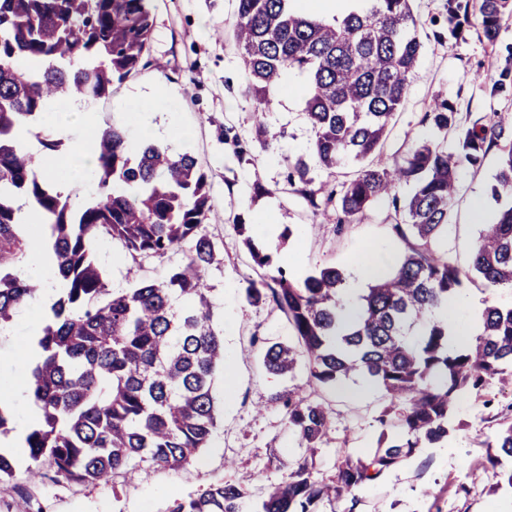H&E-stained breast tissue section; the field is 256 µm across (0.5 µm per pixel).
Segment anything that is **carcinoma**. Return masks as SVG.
<instances>
[{"instance_id":"1","label":"carcinoma","mask_w":512,"mask_h":512,"mask_svg":"<svg viewBox=\"0 0 512 512\" xmlns=\"http://www.w3.org/2000/svg\"><path fill=\"white\" fill-rule=\"evenodd\" d=\"M237 2L246 96L268 108L285 73L305 74L314 160L328 170L347 159L363 163L323 195L302 159L288 163V183L299 185L313 211L334 208L339 225L391 200L392 230L405 245L398 265L358 293L355 316L346 321L343 270L321 267L296 278L256 248L249 225H234L254 262L270 270L262 286L249 284L246 300L271 299L297 339L264 349L267 371L289 373L303 359L315 390L359 373L396 410V420L384 413L379 423L399 436L371 456L342 460L330 484L314 476L306 456L281 462L286 479L266 490L262 512H320V503L345 495L357 503L355 491L415 449L447 443L458 395H479L496 379L512 382V307H485L474 341L456 346L448 323L434 317L471 283L512 291V202L483 223L468 269L435 249L461 170L480 169L494 147L500 163L492 195L512 194V135L497 114L467 125L448 101L436 99L424 120L454 132L456 149L424 142L403 162H384V138L422 51L412 0H357L330 18L300 12L293 0ZM445 9L448 38H462L475 24L491 46L512 20V0H446ZM153 31L149 0H0V331L39 291L18 274L28 253L20 199L43 217V241L65 285L39 339L43 361L32 371L41 418L24 445L33 479L46 462L77 482L106 480L143 461L179 470L209 447L217 425L212 388L226 354L213 322L217 298L205 284L217 247L203 230L212 197L197 160L156 144L131 154L124 129L107 128L92 172L97 191L74 211L17 142V132L49 104L108 96L137 69ZM510 90L512 51L493 93ZM403 182L414 192L401 204L396 191ZM103 237L143 261L185 246L188 255L161 282L134 278L128 288H110L94 254ZM287 416L301 447L314 453L328 434V406L290 399ZM495 448L492 466L500 454L512 458V420L502 424ZM248 496L225 482L175 501L170 512H243Z\"/></svg>"}]
</instances>
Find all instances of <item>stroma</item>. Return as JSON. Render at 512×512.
Returning a JSON list of instances; mask_svg holds the SVG:
<instances>
[{"instance_id":"35a3bbf8","label":"stroma","mask_w":512,"mask_h":512,"mask_svg":"<svg viewBox=\"0 0 512 512\" xmlns=\"http://www.w3.org/2000/svg\"><path fill=\"white\" fill-rule=\"evenodd\" d=\"M445 0H413L412 11L423 41L409 92L390 126L383 156L405 154L433 138L421 119L435 96L447 98L468 120L498 112L512 118V96L491 95L500 56L512 47V25L504 27L496 45L469 32L457 41H437L446 30ZM237 0H151L154 34L136 73L114 85L111 94L90 105L98 127L123 120L122 104L152 93L164 94L169 110L153 116L160 142L172 151L193 154L207 173L213 206L203 224L216 242L221 263L206 276L219 299L214 320L224 333V349L235 366L233 383L217 379V429L209 448L185 468L157 470L148 463L106 482L76 483L45 469L31 481L30 457L15 462V474L0 481V512H170L174 500L197 495L211 485L231 482L250 490L245 512H259L265 487L280 482L279 463L302 454L289 426L283 402L307 378L305 365L291 376H276L263 365L264 342H293L286 315L272 302L247 304L248 282L266 278L233 230L250 225L255 244L295 275L333 265L352 270V260L365 247L386 256L394 267L404 253L391 228L389 200L375 203L364 216L337 224L335 212L313 213L286 182L289 161L308 156L313 131L303 115L305 79L285 76L283 92L265 113L277 140L270 150L253 143L257 105L243 90L248 82L234 38ZM191 128V139L166 135L169 123ZM248 141L250 152L237 157L224 131ZM498 152L488 154L480 170L463 169L454 208L438 243L448 259L467 267L479 224L471 219L475 204L493 210L491 187ZM263 185L264 195L254 193ZM99 263L113 287L128 284L129 270L145 279L162 280L183 253L139 262L108 238L95 245ZM333 410L327 437L313 455L316 478L330 480L338 459L373 453L382 430L378 422L388 405L383 392L352 375L340 387L321 389ZM512 404V386L489 385L482 395H464L455 407L456 430L442 448L417 451L378 481L356 494V505L339 500L324 512H512V494L491 493L494 471L488 442L494 441L502 411Z\"/></svg>"}]
</instances>
